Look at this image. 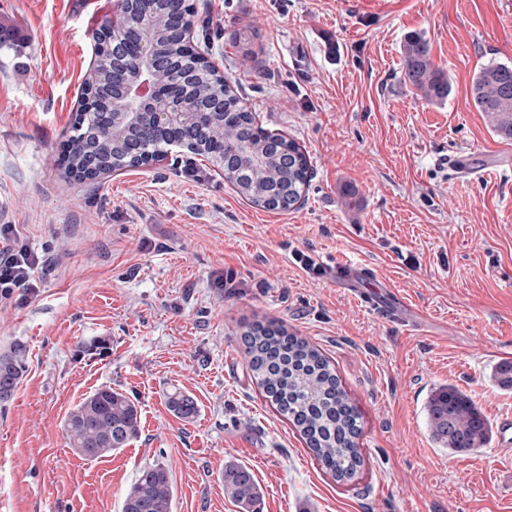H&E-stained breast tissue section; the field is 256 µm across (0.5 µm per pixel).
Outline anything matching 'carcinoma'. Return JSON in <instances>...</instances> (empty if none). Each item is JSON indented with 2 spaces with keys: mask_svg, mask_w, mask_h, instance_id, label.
I'll return each instance as SVG.
<instances>
[{
  "mask_svg": "<svg viewBox=\"0 0 512 512\" xmlns=\"http://www.w3.org/2000/svg\"><path fill=\"white\" fill-rule=\"evenodd\" d=\"M125 29L140 32L168 59V66L155 73L163 83L178 84L192 95L224 100V111L233 118L212 116L199 132L183 144L191 154L207 158L224 171V178L248 202L270 210H287L302 203L311 181L304 149L293 139L272 133L259 125L243 104L228 77L204 57L184 53L181 43L166 37L161 7L153 0H126L122 10ZM404 82L431 103L442 104L451 91L449 76L435 68L427 42L410 35L403 44ZM112 81L111 67L97 59L86 73L83 94L99 91ZM471 97L477 111L489 118L500 135L512 137V65L489 63L475 74ZM107 133L86 117L76 119L74 134L67 140V174L80 177L85 149L97 146L102 163L118 173L145 166L168 154L170 142L157 131L145 141L137 159L111 156ZM253 153L267 159L247 167L230 169V155ZM245 355L250 376L261 395L299 433L323 470L338 483L353 481L362 471L364 456L358 443L360 413L326 354L308 340L275 321H256L244 332ZM28 369L27 346L16 341L0 351V402H7ZM494 378L504 390H512V361L503 360ZM167 406L184 421L193 420L198 407L182 392L167 396ZM432 437L452 453L486 446L491 427L483 412L459 388L448 385L433 391L426 405ZM64 437L80 458L96 460L122 451L141 433L137 399L110 386H101L84 397L65 416ZM224 493L241 512H252L261 496V486L252 471L240 464L225 466ZM174 488L162 464L145 465L124 492L121 512H172Z\"/></svg>",
  "mask_w": 512,
  "mask_h": 512,
  "instance_id": "cac0c4a2",
  "label": "carcinoma"
}]
</instances>
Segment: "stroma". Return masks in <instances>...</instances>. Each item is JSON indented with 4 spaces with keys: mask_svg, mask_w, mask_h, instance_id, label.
<instances>
[{
    "mask_svg": "<svg viewBox=\"0 0 512 512\" xmlns=\"http://www.w3.org/2000/svg\"><path fill=\"white\" fill-rule=\"evenodd\" d=\"M189 2L196 52L263 127L305 148L307 200L251 206L178 147L116 176L67 177L93 33L116 0H0V225L53 258L0 301V351L29 349L0 403V512H120L137 467L155 463L173 512H239L221 478L230 463L254 472L260 512H512V454L450 453L425 415L442 385L489 421L512 412L493 381L512 360V144L470 94L481 66L512 64V0ZM412 34L452 80L444 104L403 80ZM398 299L420 323L386 313ZM258 320L335 360L362 416L354 482L326 475L260 396L241 341ZM95 337L106 354L78 352ZM103 385L138 399L141 434L87 461L62 421ZM176 390L196 400L193 421L169 411Z\"/></svg>",
    "mask_w": 512,
    "mask_h": 512,
    "instance_id": "1",
    "label": "stroma"
}]
</instances>
